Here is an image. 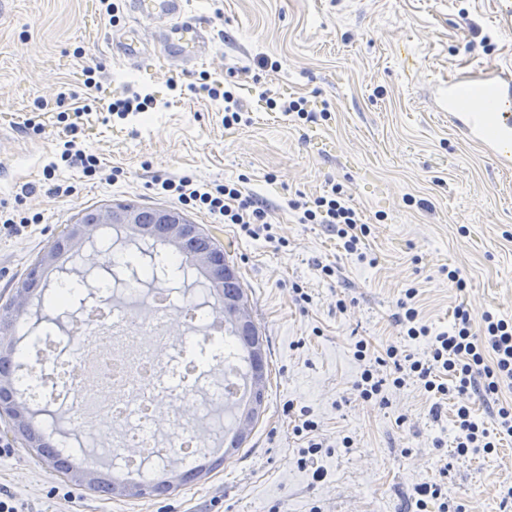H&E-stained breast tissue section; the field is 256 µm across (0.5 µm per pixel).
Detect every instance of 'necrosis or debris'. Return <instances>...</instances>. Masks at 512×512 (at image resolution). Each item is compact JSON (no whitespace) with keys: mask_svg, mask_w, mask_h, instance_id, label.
Returning a JSON list of instances; mask_svg holds the SVG:
<instances>
[{"mask_svg":"<svg viewBox=\"0 0 512 512\" xmlns=\"http://www.w3.org/2000/svg\"><path fill=\"white\" fill-rule=\"evenodd\" d=\"M109 253L123 300L149 303V313L136 321L97 306L66 318L62 336L50 322L24 326L15 388L47 407L38 426L63 456L91 448L111 458L113 475L152 482L171 464L198 462L209 440L229 429L246 393V366L207 289L184 287L190 273L174 256L150 259L123 245ZM158 268L169 284L144 293Z\"/></svg>","mask_w":512,"mask_h":512,"instance_id":"obj_1","label":"necrosis or debris"}]
</instances>
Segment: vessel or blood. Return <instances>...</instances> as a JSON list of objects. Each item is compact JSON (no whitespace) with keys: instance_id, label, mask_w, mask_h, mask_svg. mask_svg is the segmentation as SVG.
I'll list each match as a JSON object with an SVG mask.
<instances>
[{"instance_id":"vessel-or-blood-1","label":"vessel or blood","mask_w":512,"mask_h":512,"mask_svg":"<svg viewBox=\"0 0 512 512\" xmlns=\"http://www.w3.org/2000/svg\"><path fill=\"white\" fill-rule=\"evenodd\" d=\"M133 23L115 48L125 62L153 56L169 74L185 75L214 52L207 15L193 13L187 0H126ZM435 111L448 115V127L498 168L512 169V65L458 72L439 84Z\"/></svg>"}]
</instances>
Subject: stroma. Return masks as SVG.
Segmentation results:
<instances>
[{
  "instance_id": "35a3bbf8",
  "label": "stroma",
  "mask_w": 512,
  "mask_h": 512,
  "mask_svg": "<svg viewBox=\"0 0 512 512\" xmlns=\"http://www.w3.org/2000/svg\"><path fill=\"white\" fill-rule=\"evenodd\" d=\"M188 2L210 17L215 59L174 80L153 60L135 67L113 59L117 28L98 0H0V203L42 218L21 236L0 235V307L85 210L175 209L178 201L149 182L247 176V190L269 209L270 238H246L204 211L184 214L229 251L249 290L270 347L267 409L220 471L175 495L114 500L38 463L0 417V442L10 445L0 454V492L23 512H417L415 487L437 483L466 512H500L501 486L512 481V437L489 455H451L453 404L432 416L433 396L412 381L387 389V403L362 400L356 383L365 364L355 343L372 340L378 355L390 345L422 355L394 319L411 286L421 319L437 329L462 301L474 317L512 318V171L458 139L433 109L435 82L512 62V12L504 0ZM263 57L275 68L261 66ZM88 67L113 97L137 91L152 105L124 119L76 120L88 102ZM204 73L232 86L251 125L225 128L218 104L189 91ZM262 88L306 98L312 121L270 111ZM39 100L47 111H35ZM29 118L40 130H24ZM72 122L101 168L86 177L62 166L46 177ZM53 181L70 193L48 195ZM335 184L370 225L375 266L346 254L327 225L299 223L290 206ZM322 264L334 274L321 275ZM452 268L467 279L465 291L449 286ZM56 269L64 280L113 276L93 241ZM302 291L310 303L300 301ZM340 299L346 310H337ZM304 415L322 444L306 464L307 440L295 432ZM318 467L325 477L314 478Z\"/></svg>"
}]
</instances>
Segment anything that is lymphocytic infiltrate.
I'll return each mask as SVG.
<instances>
[{
  "label": "lymphocytic infiltrate",
  "mask_w": 512,
  "mask_h": 512,
  "mask_svg": "<svg viewBox=\"0 0 512 512\" xmlns=\"http://www.w3.org/2000/svg\"><path fill=\"white\" fill-rule=\"evenodd\" d=\"M156 189L177 199L182 205L207 211L227 224L238 225L247 236L256 238L270 231L268 211L237 181L205 185L192 178H167L157 181ZM300 223L324 224L335 231L344 251L366 260L361 251L370 227L361 214L345 198L342 186L313 200L301 203ZM417 288L409 287L398 301L396 322L405 339L425 345L422 356L389 346L384 356L376 357L374 365L363 369L356 389L360 398L383 400L386 387H402L406 382L419 383L437 400L454 398L456 409L457 455L490 454L500 438L512 437V403L498 399L502 389L512 388V320L493 312H485L474 320L466 302L454 309L448 330L436 331L422 321L415 306ZM389 374H381V367ZM482 395L496 400L491 424L477 421L465 396Z\"/></svg>",
  "instance_id": "1"
}]
</instances>
